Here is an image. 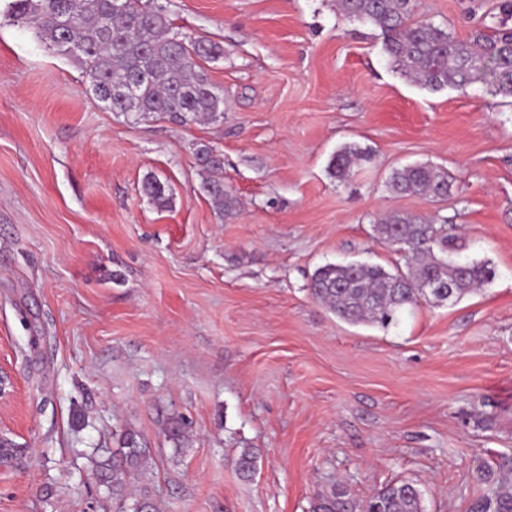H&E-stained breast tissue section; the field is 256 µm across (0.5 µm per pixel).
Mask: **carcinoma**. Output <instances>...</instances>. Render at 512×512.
I'll return each instance as SVG.
<instances>
[{
	"label": "carcinoma",
	"mask_w": 512,
	"mask_h": 512,
	"mask_svg": "<svg viewBox=\"0 0 512 512\" xmlns=\"http://www.w3.org/2000/svg\"><path fill=\"white\" fill-rule=\"evenodd\" d=\"M4 2L0 14L32 28L48 50L77 61L92 94L110 110L141 116L161 113L177 123L224 118V88L211 81L199 64L223 58L224 47L209 39L182 37L173 31L168 14H156L142 0H124L121 11L115 10L114 0ZM338 6L344 16L378 28L389 61L423 88L464 87L488 75L512 84V44L503 31L460 41L447 28L416 18L412 0H338ZM139 75L142 79L134 97L126 101L112 97ZM213 153L206 145L196 151L200 165L210 174L202 188L219 215L232 216L239 202L224 189L223 163L209 159ZM363 158L359 149L346 146L331 158L330 174L344 182ZM387 187L398 195L442 199L448 196L450 182L447 172L416 164L394 170ZM143 191L161 208L171 203L168 184L155 177L145 180ZM374 230L384 241L398 243L407 271L390 272L363 263H329L316 269L309 293L341 320L387 328L402 310L426 299L423 285L433 277L448 284L452 304L493 278L488 264L461 260L460 237L448 232L445 224L391 215ZM189 428L182 415L168 418L167 437L174 451L182 450ZM152 462L150 449L128 430L112 460L96 466L100 484L112 492L115 512H156L147 488L133 499L128 492L131 480L143 476ZM236 464L248 477L257 470L258 455L244 448ZM312 512H354V505L345 491L334 489L316 498ZM364 512H423L422 492L410 481L387 484L369 497ZM471 512H512V485L504 482L490 490L472 504Z\"/></svg>",
	"instance_id": "obj_1"
}]
</instances>
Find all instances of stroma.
<instances>
[{"label": "stroma", "instance_id": "obj_1", "mask_svg": "<svg viewBox=\"0 0 512 512\" xmlns=\"http://www.w3.org/2000/svg\"><path fill=\"white\" fill-rule=\"evenodd\" d=\"M155 2L181 36L223 44L204 64L223 122L110 111L78 63L0 19V512H113L94 465L128 430L152 451L158 512H311L335 484L360 510L398 480L424 512H470L512 458V93L411 83L336 0ZM500 4L415 14L466 41L512 29ZM345 144L369 158L339 183ZM203 145L232 216L202 190ZM415 162L448 172L447 200L387 190ZM151 176L171 207L144 194ZM394 213L449 222L493 279L386 329L347 323L311 276L404 265L374 231ZM174 411L192 422L178 458ZM211 154H219L211 147L203 145L196 151V157L200 165L210 174V177L203 183L202 188L209 197L213 209L221 216H232L237 211L239 202L236 197L224 189L223 163L208 160Z\"/></svg>", "mask_w": 512, "mask_h": 512}]
</instances>
